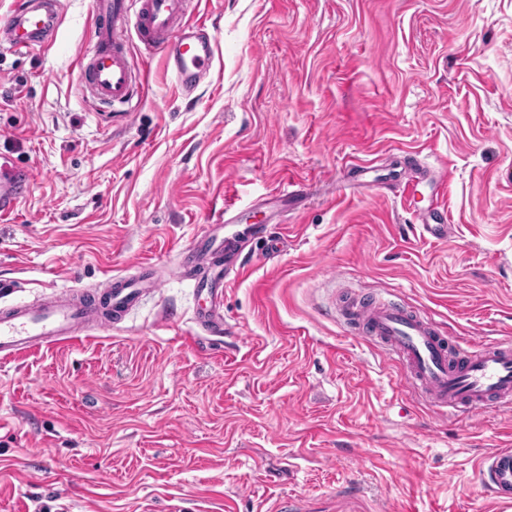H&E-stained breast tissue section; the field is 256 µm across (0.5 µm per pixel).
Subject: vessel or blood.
Segmentation results:
<instances>
[{
  "label": "vessel or blood",
  "instance_id": "vessel-or-blood-1",
  "mask_svg": "<svg viewBox=\"0 0 512 512\" xmlns=\"http://www.w3.org/2000/svg\"><path fill=\"white\" fill-rule=\"evenodd\" d=\"M190 0H94L96 45L79 61V74L90 96L107 106L131 105L138 77L129 60V36H136L144 55L162 53L180 89L194 90L216 57L214 38L205 22L186 19ZM61 24L58 0H18L8 18L0 19V46L24 52L52 43ZM32 174L0 155V217L12 214L26 195ZM435 198L448 194L447 171L417 165L406 181L390 192L413 201L420 184ZM424 238L445 242L452 236L443 205L420 214ZM238 237L201 236L177 264L178 277L193 281L196 295L205 297L194 322L209 334L224 331V286L237 279L232 261ZM227 259L216 262V250ZM149 278L125 274L105 276L92 289L66 290L38 304L16 303L0 309V360L13 361L40 348L80 339L88 325L118 326L152 290ZM342 317L362 324L380 343L389 360L405 373L408 389L444 415L487 408L512 410V339L479 344L449 339L428 318L375 294L340 306ZM477 476L494 497L512 495V449L500 448L480 462Z\"/></svg>",
  "mask_w": 512,
  "mask_h": 512
}]
</instances>
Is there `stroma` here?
<instances>
[{
	"label": "stroma",
	"instance_id": "35a3bbf8",
	"mask_svg": "<svg viewBox=\"0 0 512 512\" xmlns=\"http://www.w3.org/2000/svg\"><path fill=\"white\" fill-rule=\"evenodd\" d=\"M91 3L61 0L48 50L0 52V153L34 174L0 279L29 302L149 262L159 288L118 329L0 362V512H497L474 471L512 448V411L441 418L336 301L377 288L450 336H512V0H195L212 71L181 96L130 39L145 80L118 118L79 81ZM408 151L450 173L448 241L372 188ZM291 178L310 192L282 224ZM228 203L244 273L223 343H195L172 270Z\"/></svg>",
	"mask_w": 512,
	"mask_h": 512
}]
</instances>
